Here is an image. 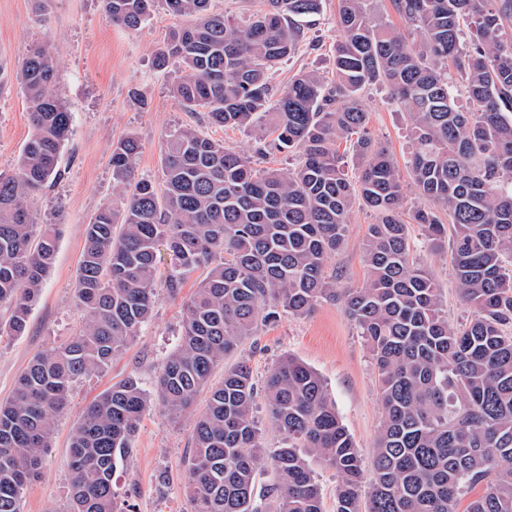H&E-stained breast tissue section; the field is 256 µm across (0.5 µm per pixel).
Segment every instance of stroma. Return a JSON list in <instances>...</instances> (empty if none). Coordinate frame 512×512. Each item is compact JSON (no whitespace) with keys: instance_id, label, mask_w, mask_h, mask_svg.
Segmentation results:
<instances>
[{"instance_id":"35a3bbf8","label":"stroma","mask_w":512,"mask_h":512,"mask_svg":"<svg viewBox=\"0 0 512 512\" xmlns=\"http://www.w3.org/2000/svg\"><path fill=\"white\" fill-rule=\"evenodd\" d=\"M336 6L337 0H325L319 22L304 30L300 51L274 73L276 84H287L302 69L331 75L334 48L341 37ZM178 24V19L159 8L142 29L130 32L107 21L103 0H0V171L15 167L31 134L27 101L15 78L31 46H47L57 57L54 90L72 114V133L60 152L58 175L29 202L36 223L57 226L59 242L25 332L0 336V401L10 398L35 354L64 344L82 325L75 286L83 228L113 199V142L135 134L142 145L136 174L154 180L161 177L162 136L176 125L194 126L238 151L252 148L246 130L210 127L202 113L182 109L172 93V82L182 69L180 60L170 59L162 70L154 66V50ZM135 87L144 93V103L131 98ZM363 102L372 137L397 160H404L405 123L400 111L389 104L387 91L370 87ZM373 221V215L361 208L351 214L345 240L327 268L328 274H339L342 285L359 286L366 279L363 241ZM416 256L439 281L449 321H464L470 309L457 294L449 259L421 248ZM197 283V278H189L175 298L158 288L153 317L139 336L103 372L75 385L68 407L55 421L41 472L24 492L21 512H68L71 429L94 397L130 375L140 378L150 408L132 441L129 458L117 468V502L123 512H191L184 466L194 448L195 418L207 398L199 396L193 409L170 418L160 405L156 376L160 362L180 340L182 303ZM284 355L320 374L357 447L369 451L382 418L376 368L341 304L325 302L309 316L284 315L260 326L242 353L259 383Z\"/></svg>"}]
</instances>
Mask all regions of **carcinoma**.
I'll use <instances>...</instances> for the list:
<instances>
[{"mask_svg": "<svg viewBox=\"0 0 512 512\" xmlns=\"http://www.w3.org/2000/svg\"><path fill=\"white\" fill-rule=\"evenodd\" d=\"M211 2L103 0L107 20L129 31L160 4L187 20L154 64L179 57L180 106L212 126L247 129L252 152L173 126L159 189L135 177L137 136L112 143L121 206L103 204L83 229V328L36 354L0 402V512H20L74 383L104 371L151 320L163 250L175 264L165 281L172 297L206 268L156 380L170 415L208 393L185 468L192 512H259V497L269 512H324L310 456L339 477L336 512H457L475 485L483 493L466 512H512V0H392L411 40L367 0H338L334 77L301 70L281 90L268 72L295 53L323 0H264L240 20ZM57 67L37 45L16 72L32 131L15 169L0 172V305L10 313L0 335L25 331L57 250L56 225L36 223L28 207L57 175L70 135ZM373 85L405 117L411 219L430 252L450 256L471 309L464 322L448 321L439 284L414 260L401 169L367 128L362 97ZM283 149L298 158L294 167H256L254 157ZM357 206L375 215L363 243L367 277L338 288L326 268ZM328 301L342 303L377 371L383 414L366 490L361 451L313 369L283 356L259 386L242 359L211 380L258 324ZM260 399L283 436L278 448L264 445ZM147 408L131 375L83 409L69 444L70 512H119L114 475ZM263 468L274 477L259 494Z\"/></svg>", "mask_w": 512, "mask_h": 512, "instance_id": "cac0c4a2", "label": "carcinoma"}]
</instances>
